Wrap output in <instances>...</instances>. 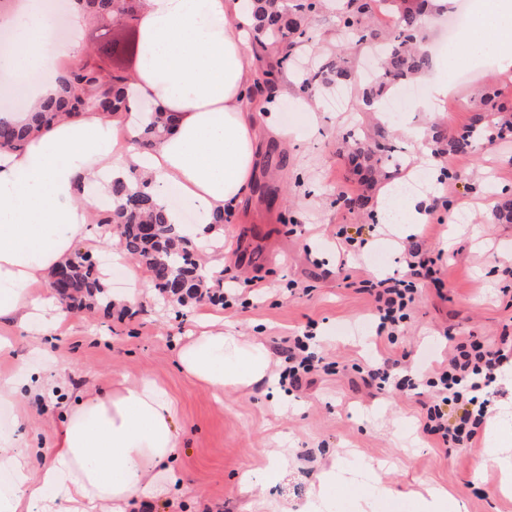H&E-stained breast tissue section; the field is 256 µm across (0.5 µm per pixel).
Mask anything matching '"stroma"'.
Here are the masks:
<instances>
[{"label": "stroma", "mask_w": 512, "mask_h": 512, "mask_svg": "<svg viewBox=\"0 0 512 512\" xmlns=\"http://www.w3.org/2000/svg\"><path fill=\"white\" fill-rule=\"evenodd\" d=\"M337 15L335 0L312 14L311 40L294 53L288 71L297 75L299 65L329 59L345 46L351 77L343 111H331V95L323 93L315 100L317 125L310 128L292 102L282 100L283 120L299 127L300 135L288 146L267 147L266 175L240 209L224 216L219 276L239 295L238 303L182 306L149 287L129 305L128 315L71 313L63 334L15 333L14 350L0 358V371L50 374L56 383L53 394L23 397V413L0 407V436L19 437L36 449L34 467L46 463L55 426L88 390L149 379L169 392L178 409L172 467L183 488L161 512H205L218 503L223 512H255L265 500L278 512H302L330 468L344 477L331 493L330 512H358L365 502L371 512H420L416 493L427 486L447 490L446 512H512V493L503 492L499 468L476 469L493 446L495 417L512 409L511 381L499 376L492 383L475 447L451 453L422 432L429 391L380 390L356 371L406 355L427 378L447 358L449 340L491 343L512 335V222L494 206L496 196L512 194V140H484L466 155L448 152L446 141L468 124L486 87L512 101V72L502 73L493 54L457 68V93L443 104L444 123L419 109L414 98L396 111L365 112L360 101L367 51L354 47ZM414 125L428 131L439 125L446 134L433 145L446 153L442 175L424 169L421 184L406 186L412 193L421 186L433 189L437 203L428 223H377L381 189L423 155L405 133ZM379 131L394 137L400 150L366 186L347 156L368 148ZM340 189L365 196L366 205L338 203ZM360 225L367 247L346 246L338 230ZM413 243L441 255L444 287L418 292L394 339L377 336L375 303L362 283L402 274L405 250ZM205 313L223 317L225 331L240 340L263 343L274 367L284 361L283 339L314 327L318 343L342 371L314 375L291 392L269 374L251 387L214 395L185 375L176 357L188 337L200 334ZM281 455L288 466L278 479H261ZM247 472L259 476L250 487L241 481ZM381 484L395 488L396 496H378Z\"/></svg>", "instance_id": "1"}]
</instances>
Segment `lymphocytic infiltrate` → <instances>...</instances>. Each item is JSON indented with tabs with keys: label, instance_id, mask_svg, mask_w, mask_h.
Here are the masks:
<instances>
[{
	"label": "lymphocytic infiltrate",
	"instance_id": "1",
	"mask_svg": "<svg viewBox=\"0 0 512 512\" xmlns=\"http://www.w3.org/2000/svg\"><path fill=\"white\" fill-rule=\"evenodd\" d=\"M406 265L404 275L380 279L371 290L377 330L389 338L409 318L419 288L438 290L443 285L436 258L418 246L408 248ZM508 363L512 364V339L506 337L486 345L477 341L452 345L447 359L423 383L433 398L427 408L424 433L441 448H471L487 410L479 393L489 386L495 371ZM339 371L336 362L311 350L305 335L289 337L285 364L277 369L280 383L295 388L317 373Z\"/></svg>",
	"mask_w": 512,
	"mask_h": 512
}]
</instances>
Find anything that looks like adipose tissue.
<instances>
[{
  "label": "adipose tissue",
  "mask_w": 512,
  "mask_h": 512,
  "mask_svg": "<svg viewBox=\"0 0 512 512\" xmlns=\"http://www.w3.org/2000/svg\"><path fill=\"white\" fill-rule=\"evenodd\" d=\"M473 21L425 78L431 100L448 97L450 70L464 58L497 55L512 67V0H474ZM55 25L45 0H15L0 13L8 35L0 47V96L23 95L36 106L59 85L33 86L31 71L47 67V38ZM143 61L128 83L135 100L160 101L174 127L147 153L132 142L140 128L126 117L125 138L114 120L88 110L32 135L20 148L0 150V323L17 322L47 335L64 318L47 286L49 273L87 239L90 210L84 189L107 192L112 179L137 164L159 204L179 190L194 206L196 224L169 221L179 235L222 240L215 214L234 211L250 194L262 139L285 144L297 136L255 86L251 11L244 0H146L139 14ZM269 354L216 327L177 353L183 373L212 388L261 381ZM55 445L40 470L34 449L0 438V472L10 477L0 512H123L141 497L170 496L176 474L160 466L179 446L177 408L151 380L87 393L54 430Z\"/></svg>",
  "instance_id": "obj_1"
}]
</instances>
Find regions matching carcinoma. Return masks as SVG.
Wrapping results in <instances>:
<instances>
[{
  "instance_id": "1",
  "label": "carcinoma",
  "mask_w": 512,
  "mask_h": 512,
  "mask_svg": "<svg viewBox=\"0 0 512 512\" xmlns=\"http://www.w3.org/2000/svg\"><path fill=\"white\" fill-rule=\"evenodd\" d=\"M90 15V22L100 28L108 27L114 20L138 24L142 0H80ZM432 0H347L343 8L344 27L364 32L370 52L381 60L376 78L366 81L362 101L371 105L382 96L385 89L401 83L429 68L428 54L417 49L424 39L425 17ZM304 0H252L254 28L264 41L262 48L282 50L281 62L291 61V55L304 43L302 35L308 27L309 13L304 10ZM384 13L396 18L393 27L375 33L367 29L365 19L372 13ZM350 76L348 58L338 54L300 73L299 89L312 97L321 88H328L345 81ZM86 109L116 114L130 111L127 78L105 77L99 69L86 64L70 71L63 79L60 90L46 98L24 123L0 120V149L21 146L31 131L47 129L62 114L78 115ZM512 112V106L501 104L496 111L477 110L472 122L448 139L452 151L473 152L480 141L512 134V124L505 125L495 118V113ZM141 138L146 144L168 131L171 120L161 108L141 111ZM111 203L99 211L100 224H121L124 227L125 249L139 258L148 268L151 277L157 278L167 269L170 279L185 277L201 287H209L199 273V264L187 247V241L173 234L167 210L158 205L144 180L129 183L112 182ZM140 224L156 225V235L146 240L137 231ZM65 280L56 296L66 310L98 308L112 313V291L97 269V262L89 252L77 253L75 258L62 265Z\"/></svg>"
}]
</instances>
